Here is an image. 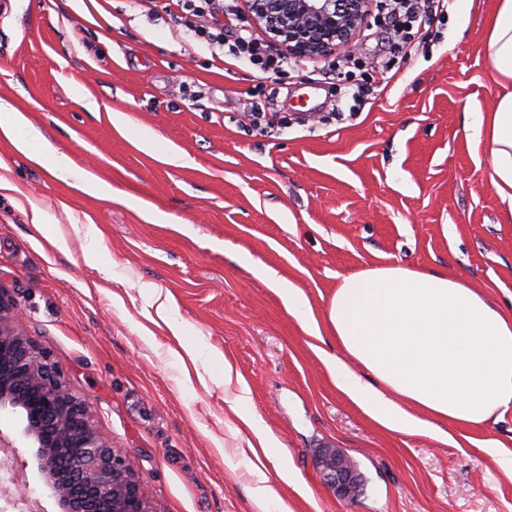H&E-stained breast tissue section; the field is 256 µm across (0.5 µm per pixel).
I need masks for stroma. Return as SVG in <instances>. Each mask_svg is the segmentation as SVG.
<instances>
[{"instance_id":"stroma-1","label":"stroma","mask_w":512,"mask_h":512,"mask_svg":"<svg viewBox=\"0 0 512 512\" xmlns=\"http://www.w3.org/2000/svg\"><path fill=\"white\" fill-rule=\"evenodd\" d=\"M496 9L452 0L445 20L426 22L427 48L398 58L396 79L376 76L363 111L340 112L341 82L319 60L279 80L228 66L160 7L0 0V103L74 166L57 180L0 138V292L88 401L99 435L134 457L149 512H263V477L292 512H512V410L444 426L441 440L386 432L326 360L339 352L325 320L336 283L365 267L442 269L512 312V208L469 131L498 94L485 52ZM259 99L278 121L265 136L240 121ZM146 133L150 154L138 146ZM174 152L180 162L167 163ZM86 172L111 197L82 191ZM37 209L48 231L34 226ZM273 277L300 290L312 323ZM167 302L181 338L157 314ZM184 344L197 359L182 365L171 353ZM228 367L237 382L225 383ZM244 386L305 493L276 462L254 473V435L234 410ZM23 427L0 410L13 442L0 447V512H18V485L33 512H60ZM323 448L356 463L358 496L322 483ZM270 283L273 288L281 294L283 299L288 305V309L300 320L304 322H311V313L306 300L298 293L296 288H291L290 285L270 278Z\"/></svg>"}]
</instances>
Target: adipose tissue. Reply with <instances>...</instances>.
<instances>
[{
    "label": "adipose tissue",
    "mask_w": 512,
    "mask_h": 512,
    "mask_svg": "<svg viewBox=\"0 0 512 512\" xmlns=\"http://www.w3.org/2000/svg\"><path fill=\"white\" fill-rule=\"evenodd\" d=\"M486 53L503 92L490 114L474 113L472 137L489 156L492 186L512 203V0H498ZM25 126L21 113L0 105V137L68 181L70 158L47 155ZM327 321L341 350L328 358L337 388L386 431L435 434L442 422L480 426L512 409V316L445 271L381 265L341 276ZM239 417L281 479L300 485L261 417Z\"/></svg>",
    "instance_id": "obj_1"
}]
</instances>
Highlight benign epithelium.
Wrapping results in <instances>:
<instances>
[{
  "mask_svg": "<svg viewBox=\"0 0 512 512\" xmlns=\"http://www.w3.org/2000/svg\"><path fill=\"white\" fill-rule=\"evenodd\" d=\"M369 0H247L253 22L297 57L347 53L355 48ZM17 314L0 291V410L23 418L24 435L41 448L46 487L61 512H149L128 453L97 434L86 404L72 394L46 352L15 329ZM78 448L71 460L67 449ZM337 496L358 489L350 459L335 448L315 458Z\"/></svg>",
  "mask_w": 512,
  "mask_h": 512,
  "instance_id": "1",
  "label": "benign epithelium"
}]
</instances>
